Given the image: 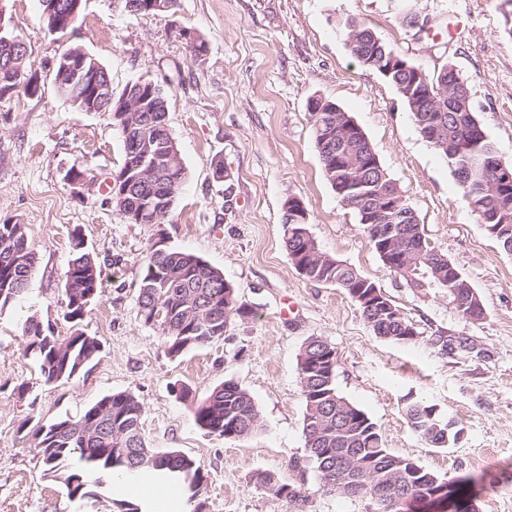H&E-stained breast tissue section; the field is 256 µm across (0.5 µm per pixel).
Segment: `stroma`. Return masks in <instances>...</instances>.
I'll list each match as a JSON object with an SVG mask.
<instances>
[{
	"instance_id": "obj_1",
	"label": "stroma",
	"mask_w": 512,
	"mask_h": 512,
	"mask_svg": "<svg viewBox=\"0 0 512 512\" xmlns=\"http://www.w3.org/2000/svg\"><path fill=\"white\" fill-rule=\"evenodd\" d=\"M0 3L28 45L27 73L40 80L38 94L0 99V222L26 225L37 258L27 291L0 311V512H111L110 490L68 496L48 475L36 435L116 392L143 404L149 447L201 463L207 512H367L365 498L325 492L306 462L297 360L311 336L335 347L337 389L377 424L386 448L434 472L474 476L478 512H512V253L469 210L396 89L361 67L345 39L361 24L427 72L453 65L468 80L483 130L512 162V37L500 0H414L431 20L420 35L403 20V0H178L159 15L130 13L125 0H83L62 33L47 29L40 0ZM186 30L204 40L201 57L191 55ZM71 47L105 67L113 94L140 79L164 93L186 168L164 223H127L103 190L122 164V139L106 115L79 111L58 93L56 62ZM313 96L361 126L430 245L480 295L482 319H462L446 298L385 267L323 176L307 110ZM217 160L226 179L213 175ZM72 169L86 181L69 182ZM291 197L304 201L319 247L414 323L417 344L374 336L347 294L296 270L281 227ZM75 230L102 270L101 292L77 326L64 316L62 293ZM160 234L220 270L254 317L169 357L137 305L140 269ZM33 315L55 335L97 337L101 353L72 379L45 383L26 352L23 326ZM438 336L466 346L441 355L431 344ZM227 380L249 393L263 420L238 441L207 435L194 420L196 404ZM409 394L456 421L460 441L436 448L414 433L403 414ZM259 472L301 487L304 503L256 487Z\"/></svg>"
}]
</instances>
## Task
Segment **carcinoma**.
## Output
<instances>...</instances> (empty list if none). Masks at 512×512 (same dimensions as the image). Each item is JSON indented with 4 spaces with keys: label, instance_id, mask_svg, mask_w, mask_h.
Returning <instances> with one entry per match:
<instances>
[{
    "label": "carcinoma",
    "instance_id": "carcinoma-1",
    "mask_svg": "<svg viewBox=\"0 0 512 512\" xmlns=\"http://www.w3.org/2000/svg\"><path fill=\"white\" fill-rule=\"evenodd\" d=\"M350 53L364 68L388 79L405 102L419 134L428 141L452 170L471 211L483 224L512 217V187L495 188L489 181L465 182L471 167L482 163L492 173L502 156L477 119L467 79L452 65L430 74L406 59L399 58L371 28L355 25L347 32ZM167 99L154 98V111H125L119 127H130L122 136L123 163L112 181L127 188L124 198L112 195V204L130 224L137 223L138 204L154 196H177L186 179L185 166L170 163L178 148L167 131ZM315 146L325 152L322 170L332 189L342 191L345 202L364 225L369 241L383 264L412 288H437L455 296L468 293L469 280L458 277L457 267H448L446 255L431 248L423 238L417 217L404 196L398 202L385 199L392 179L383 168L366 134H350L352 116L337 103L314 99L310 111ZM303 224L292 211H283V243L293 262L304 264L303 276L331 284L351 296L369 291L375 283L353 267L321 250L317 242L302 238ZM73 257L63 288L64 316L80 322L94 300L83 301L86 293L101 289V271L94 257L73 232ZM36 254L31 248L26 226L0 224V310L23 295L35 274ZM142 321L160 332L166 353L176 358L224 338L235 319L254 315L253 309L238 303L233 286L222 272L196 255L169 246H149L137 297ZM390 299L375 306L358 305L372 333L401 344L413 326L400 310L389 312ZM27 351L40 363L47 383L71 379L89 365L101 351L98 339L76 330L61 338L30 316L23 327ZM329 343L319 336L304 342L297 373L305 400L303 436L307 460L313 465L328 492L349 496L343 481L344 465H358V495L369 501V512H418L416 505L443 484L463 489L464 476H441L417 462L396 455L385 447L381 432L371 418L345 399L336 387L337 356L326 362ZM403 412L410 428L434 445L457 429L439 417L436 408L421 399L407 396ZM144 406L130 393L106 395L75 419L59 424L66 431L55 442L40 438L39 457L49 473L59 479L71 497L90 493L88 476L110 475L112 470L137 472L166 470L199 492L205 481L204 468L177 450H157L147 446L142 435ZM194 420L205 433L235 441L249 437L262 427L261 415L251 396L229 380L214 388L196 405ZM255 484L277 496L296 502L300 490L280 483L269 473L255 476Z\"/></svg>",
    "mask_w": 512,
    "mask_h": 512
}]
</instances>
